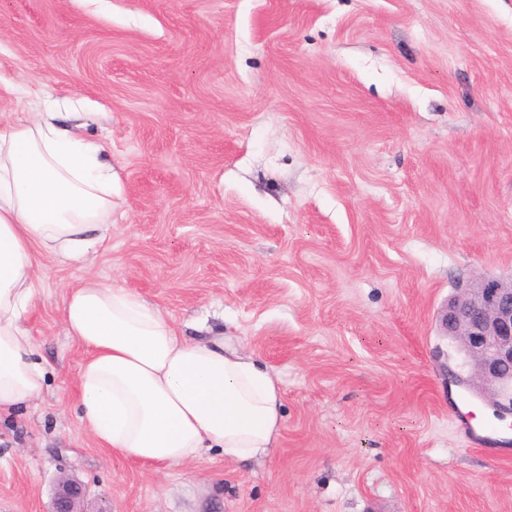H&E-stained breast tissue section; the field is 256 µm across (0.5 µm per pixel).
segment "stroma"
<instances>
[{
    "label": "stroma",
    "instance_id": "35a3bbf8",
    "mask_svg": "<svg viewBox=\"0 0 512 512\" xmlns=\"http://www.w3.org/2000/svg\"><path fill=\"white\" fill-rule=\"evenodd\" d=\"M0 76L87 116L119 177L112 238L45 260L43 395L0 417V512H512V447L439 312L512 276V0H0ZM94 276L280 381L268 457H114L85 431L62 321ZM88 495L85 485L69 477L58 480L51 512H84L81 507Z\"/></svg>",
    "mask_w": 512,
    "mask_h": 512
}]
</instances>
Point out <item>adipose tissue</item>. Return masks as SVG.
I'll return each instance as SVG.
<instances>
[{
    "mask_svg": "<svg viewBox=\"0 0 512 512\" xmlns=\"http://www.w3.org/2000/svg\"><path fill=\"white\" fill-rule=\"evenodd\" d=\"M120 189L103 143L59 112L0 122V414L39 398L46 369L25 321L42 259L78 260L112 234ZM63 321L86 351L81 420L100 447L145 465L218 449L268 455L282 425L281 388L222 336H185L157 307L94 279L70 289Z\"/></svg>",
    "mask_w": 512,
    "mask_h": 512,
    "instance_id": "obj_1",
    "label": "adipose tissue"
}]
</instances>
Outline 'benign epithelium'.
Here are the masks:
<instances>
[{
    "mask_svg": "<svg viewBox=\"0 0 512 512\" xmlns=\"http://www.w3.org/2000/svg\"><path fill=\"white\" fill-rule=\"evenodd\" d=\"M441 325L468 366L467 373L453 374V382L491 402L497 416L512 415V278L478 274L461 281ZM87 495L85 485L62 477L52 512H84Z\"/></svg>",
    "mask_w": 512,
    "mask_h": 512,
    "instance_id": "7a95c632",
    "label": "benign epithelium"
}]
</instances>
